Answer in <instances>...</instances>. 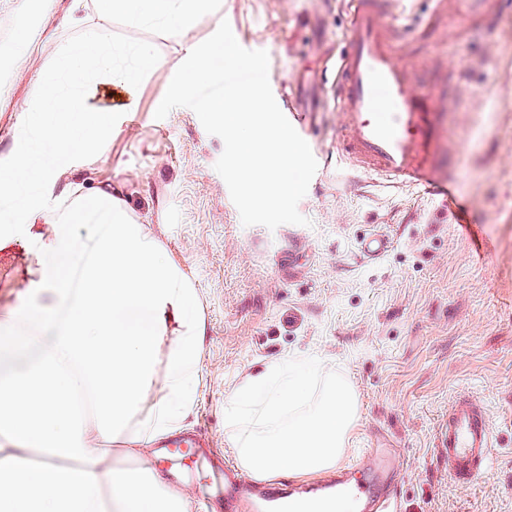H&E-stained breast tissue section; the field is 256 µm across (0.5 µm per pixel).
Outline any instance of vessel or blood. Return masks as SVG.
I'll list each match as a JSON object with an SVG mask.
<instances>
[{
    "mask_svg": "<svg viewBox=\"0 0 512 512\" xmlns=\"http://www.w3.org/2000/svg\"><path fill=\"white\" fill-rule=\"evenodd\" d=\"M472 20L499 16L500 0H461ZM354 21L344 35L341 75L333 101L344 137L336 159L355 172L396 190L447 197L453 117L441 92L448 76L422 82L397 48L399 27L389 0H353ZM437 456L461 482L483 474L492 446L489 420L474 399H455L433 440ZM394 448L361 449L350 469L308 485L285 479L257 480L242 466L224 467V493L203 501L202 512H285L289 500L318 502L344 496L355 512H399Z\"/></svg>",
    "mask_w": 512,
    "mask_h": 512,
    "instance_id": "obj_1",
    "label": "vessel or blood"
}]
</instances>
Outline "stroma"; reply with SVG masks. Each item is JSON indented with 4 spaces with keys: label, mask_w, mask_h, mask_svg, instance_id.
<instances>
[{
    "label": "stroma",
    "mask_w": 512,
    "mask_h": 512,
    "mask_svg": "<svg viewBox=\"0 0 512 512\" xmlns=\"http://www.w3.org/2000/svg\"><path fill=\"white\" fill-rule=\"evenodd\" d=\"M431 9L430 0H402L395 16L410 27L409 62L461 79L448 86L462 108L450 200L389 195L331 165L298 204L308 225L243 226L215 170L222 139L189 108L153 111L165 73L144 84L134 119L86 174L123 184L196 290L205 336L185 431L203 430L232 458L225 397L247 374L311 352L358 398L342 464L363 448L399 449L400 512H512V0L492 27L455 13L436 20ZM352 12L350 0H221L188 40H206L225 19L241 46L266 50L272 91L288 89L307 113L300 135L323 158L341 134L331 95ZM10 40L0 26V70L18 100L41 57L14 64ZM376 232L392 245L363 261L361 241ZM51 258L23 238L0 246V322ZM460 392L492 419L491 462L470 483L456 481L432 446Z\"/></svg>",
    "instance_id": "35a3bbf8"
}]
</instances>
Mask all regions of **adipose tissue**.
<instances>
[{
	"label": "adipose tissue",
	"instance_id": "obj_1",
	"mask_svg": "<svg viewBox=\"0 0 512 512\" xmlns=\"http://www.w3.org/2000/svg\"><path fill=\"white\" fill-rule=\"evenodd\" d=\"M55 36L17 22L16 61L42 46L25 98L0 77V110L15 112L0 157V245L41 240L43 224H106L91 252L64 235L46 242L30 300L0 323V360L35 352L0 377V512H188V497L153 466L155 441L190 415L204 334L193 286L161 242L129 212L122 186H91L82 168L102 155L152 76L173 71L155 111L194 101L224 72L223 48L185 44L219 0H37ZM151 27L182 45L179 63L149 41L117 42L114 20ZM43 240V239H42ZM166 367L159 396L145 395ZM119 441L136 459L116 467Z\"/></svg>",
	"mask_w": 512,
	"mask_h": 512
}]
</instances>
